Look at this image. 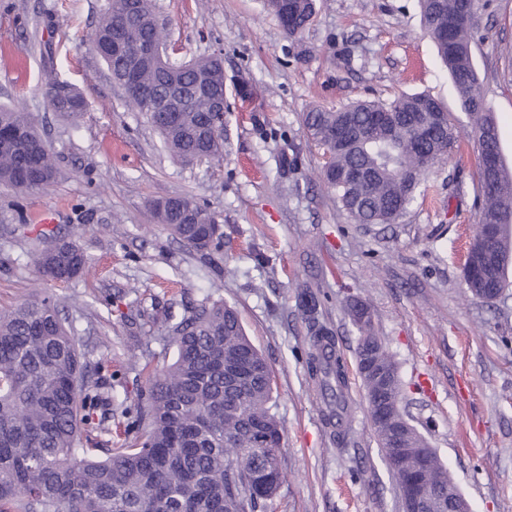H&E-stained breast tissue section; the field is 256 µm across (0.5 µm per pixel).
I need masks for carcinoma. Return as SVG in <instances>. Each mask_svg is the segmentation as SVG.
<instances>
[{"mask_svg":"<svg viewBox=\"0 0 512 512\" xmlns=\"http://www.w3.org/2000/svg\"><path fill=\"white\" fill-rule=\"evenodd\" d=\"M421 20L436 40L440 58L452 79L457 98L474 128L490 124L487 138L476 137L479 177L474 187L478 224L472 241L487 242V251L503 262L490 274L465 280L478 296L484 288H512L508 277L512 244V177L506 164L487 174L485 160L501 152L497 122L485 102L474 66L471 44L474 24L456 25L458 16L476 13L477 0H419ZM316 13V0H301L284 28L290 39H301ZM120 26L124 49L112 52V27ZM162 35L151 0H140L129 17L121 9L108 12L91 34L92 48L104 49L101 59L117 82L132 80L128 103L149 115L163 145L172 155L190 159H219L224 155V124L210 125L213 98L196 85L224 84L223 61L195 60L183 70L161 61L137 62L133 48ZM424 94L401 95L389 103L358 101L340 109L314 107L303 114L307 135L329 154L323 180L336 193L344 212L356 224H392L425 192V176L445 159L458 138L453 122L442 119L426 138L413 130L423 120L418 102ZM49 104L72 124L80 123L87 103L64 82L49 81ZM348 145L330 146L341 129ZM30 115L13 106H0V184L20 189L37 177L34 189L55 182L57 168L50 150L41 146ZM359 169L364 180L343 178ZM194 204L201 223L186 224L181 214L151 204L158 224L167 225L185 245L204 251L215 213ZM499 217L500 236L487 239L486 220ZM39 273L66 283L89 268L85 252L72 242H54L36 258ZM310 323L314 352L308 365L318 381L324 417L334 427L333 441L347 443L350 411L341 357L335 354L330 330L318 318V300L301 293ZM359 334L356 361L365 347L376 349L378 367L395 411L404 413L398 367L372 320L355 324ZM174 357L149 376L144 404L125 403L127 445L102 448L91 426L99 404L112 400V385L98 378V367L81 349L72 328L50 300L26 301L0 313V512H268L283 480L282 428L272 412V383L267 362L251 343L234 307L224 300L204 298L186 309L168 329ZM398 466L389 468L407 490L423 492L437 502L448 471L417 430L402 440Z\"/></svg>","mask_w":512,"mask_h":512,"instance_id":"carcinoma-1","label":"carcinoma"}]
</instances>
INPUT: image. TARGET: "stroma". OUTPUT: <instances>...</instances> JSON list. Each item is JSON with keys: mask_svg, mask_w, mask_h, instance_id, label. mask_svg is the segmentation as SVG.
Here are the masks:
<instances>
[{"mask_svg": "<svg viewBox=\"0 0 512 512\" xmlns=\"http://www.w3.org/2000/svg\"><path fill=\"white\" fill-rule=\"evenodd\" d=\"M173 58L224 57V157L185 162L132 110L88 38L108 0H0V104L28 112L60 169L43 191L0 185V311L47 296L98 350L112 393L135 402L149 371L170 363L166 323L143 313L207 295L238 312L265 357L283 429L286 480L268 512H402L358 373L350 304L366 306L396 361L413 423L471 512H512V290L493 304L463 278L477 222L475 132L418 0H317L310 28L287 38L263 0H153ZM474 65L512 168V0H479ZM88 107L74 125L48 103V77ZM426 93L460 133L393 224H355L323 182V151L301 117L358 99ZM187 196L224 218L221 248L196 251L154 223L150 201ZM81 246L88 273L43 279L37 216ZM316 294L335 337L351 408L343 448L306 366L312 337L300 307Z\"/></svg>", "mask_w": 512, "mask_h": 512, "instance_id": "35a3bbf8", "label": "stroma"}]
</instances>
